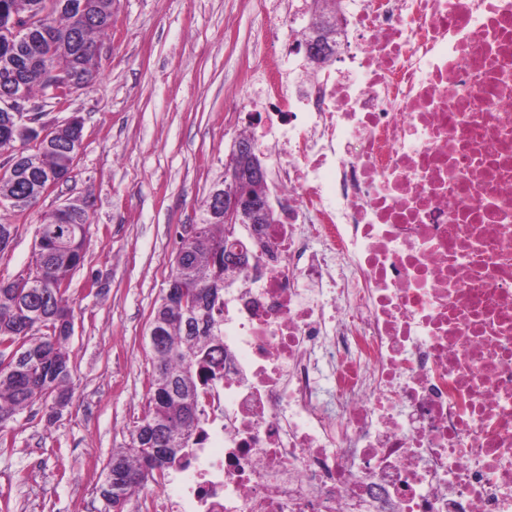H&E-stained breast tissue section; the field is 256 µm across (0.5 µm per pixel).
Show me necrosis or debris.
<instances>
[{
    "label": "necrosis or debris",
    "mask_w": 512,
    "mask_h": 512,
    "mask_svg": "<svg viewBox=\"0 0 512 512\" xmlns=\"http://www.w3.org/2000/svg\"><path fill=\"white\" fill-rule=\"evenodd\" d=\"M345 68L263 86L275 224L202 434L144 512H512V0H335Z\"/></svg>",
    "instance_id": "obj_1"
}]
</instances>
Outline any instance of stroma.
I'll return each instance as SVG.
<instances>
[{
    "instance_id": "obj_1",
    "label": "stroma",
    "mask_w": 512,
    "mask_h": 512,
    "mask_svg": "<svg viewBox=\"0 0 512 512\" xmlns=\"http://www.w3.org/2000/svg\"><path fill=\"white\" fill-rule=\"evenodd\" d=\"M277 0H114L94 82L62 100L35 93L43 120L83 118L67 181L23 215L0 253V277L29 269L45 213L84 197L93 224L69 290L72 398L56 421L37 402L0 430V512H102L97 493L113 449L147 409L149 316L167 286L180 234L224 171L239 111L254 97L271 43L292 42Z\"/></svg>"
}]
</instances>
